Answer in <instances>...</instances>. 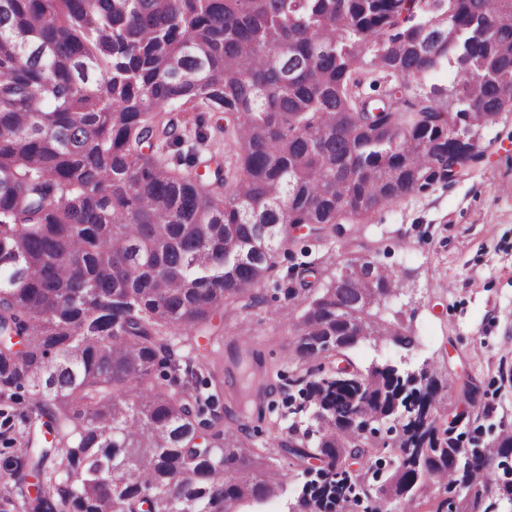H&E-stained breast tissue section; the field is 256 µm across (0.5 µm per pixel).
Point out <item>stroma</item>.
Returning <instances> with one entry per match:
<instances>
[{
    "label": "stroma",
    "instance_id": "1",
    "mask_svg": "<svg viewBox=\"0 0 512 512\" xmlns=\"http://www.w3.org/2000/svg\"><path fill=\"white\" fill-rule=\"evenodd\" d=\"M181 142L164 144L159 154L170 164L228 162L233 129L222 112H193ZM484 161L448 183L382 205L368 222L349 225L336 238L315 239L296 234L285 254L276 259L269 278L256 293V307L230 305L212 340L226 354L241 322H250L257 349L277 373L263 412H246L240 425L255 447L265 449L275 469L287 481L277 496L243 506L242 512H308L307 485L317 480L320 461L297 460L284 443L301 437L310 426L308 412L299 411L303 398L297 378L305 366L293 353L294 324L283 311H301L310 295L299 278L312 272L320 282L336 275L342 261L364 256L396 270L404 294L389 302V311H403L411 347L386 341L358 345L351 355L361 368L392 364L402 371L431 370L442 385V415L463 410L460 446L471 437L489 445L512 433V112L503 113L484 134ZM478 390L472 400H460L464 381ZM21 403L0 404V492L10 491L15 512H25L23 495L35 479L27 464L21 438ZM365 492L350 499L345 512H420L403 499L387 500L377 493L372 475L361 476Z\"/></svg>",
    "mask_w": 512,
    "mask_h": 512
}]
</instances>
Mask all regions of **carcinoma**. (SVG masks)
I'll use <instances>...</instances> for the list:
<instances>
[{
	"label": "carcinoma",
	"instance_id": "1",
	"mask_svg": "<svg viewBox=\"0 0 512 512\" xmlns=\"http://www.w3.org/2000/svg\"><path fill=\"white\" fill-rule=\"evenodd\" d=\"M451 60L452 111L437 103L448 87L409 85ZM370 69L396 79L379 99L359 91ZM200 107L232 115L228 179L219 164L176 169L142 151L175 135L154 113ZM511 110L512 0H0V402L27 396L26 512H138L146 496L239 512L282 486L238 425L262 410L273 369L237 338L245 383L225 397L196 337L230 302L258 301L251 291L299 225L333 237L342 217L447 181L483 157L460 132ZM400 288L368 259L339 273L297 318L294 354L411 346L369 302ZM160 364L184 370L179 390L153 381ZM426 379L394 412L409 377L393 365L307 370L316 426L289 452L324 462L322 509L342 512L354 492L343 465L369 462L382 415L399 454L380 494L480 512L512 434L459 447L463 415L425 424L442 419L440 384ZM427 476L458 498L417 495Z\"/></svg>",
	"mask_w": 512,
	"mask_h": 512
}]
</instances>
